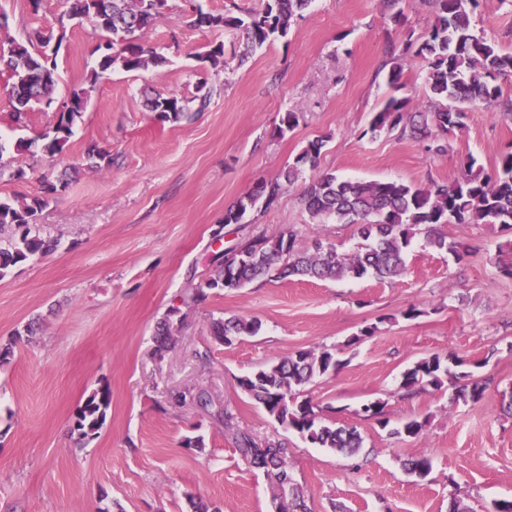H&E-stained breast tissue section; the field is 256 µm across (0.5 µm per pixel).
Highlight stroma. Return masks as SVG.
<instances>
[{
    "mask_svg": "<svg viewBox=\"0 0 512 512\" xmlns=\"http://www.w3.org/2000/svg\"><path fill=\"white\" fill-rule=\"evenodd\" d=\"M240 18L263 0H168L145 33L166 65L114 69L97 84L64 150L42 151L56 112L41 107L16 123L0 75V140L29 141V151L0 156V198L46 197L37 225L57 249L0 280V512H192L202 499L219 512H275L277 489L237 452L241 433L288 448V466L311 512H448L452 498L474 512L512 500V279L495 266L499 225H441L472 251L462 261L416 236L407 271L395 280L324 282L262 280L212 295L189 308L185 299L208 277L216 252L236 239L224 213L245 193L278 177L308 141L325 146L277 205L248 213L255 234L294 229L299 246L332 243L342 253L359 244L352 225L313 226L303 193L316 172L353 179L397 180L416 187L452 183L475 160L493 173L512 146V117L498 105L470 107L464 128L449 133L447 152L397 133L369 136L373 116L393 96L422 102L427 62L404 54L420 45L433 9L429 0H400L393 20L385 0H313L290 34L245 53L235 28L192 25L194 6ZM63 0H0V47L35 32L65 28L57 56L55 98L66 100L96 67L99 36L87 23L61 22ZM475 35L512 53V0H479L470 11ZM224 46V65L200 62L207 46ZM403 57L399 86L382 63ZM211 91L208 106L180 122L147 112L148 97L191 98ZM299 122L280 132L285 113ZM111 164L87 168L88 144ZM24 170L16 178V170ZM67 177L48 196L46 184ZM415 307L419 316L406 317ZM179 309L174 348L155 353L156 325ZM256 319L260 330L232 345L214 340L218 317ZM39 319L37 335L25 326ZM374 335L363 336L367 326ZM327 349L338 369L314 378L304 395L325 419L356 425L364 443L355 455L321 448L275 422L241 388L258 368L299 351ZM456 354L465 372L486 382L480 400L455 402L450 387L406 392L402 375L416 361ZM108 389L103 427L82 439L77 408ZM205 390L207 408L173 406L174 390ZM385 403L384 417L362 408ZM418 419V436L395 435ZM202 437L200 448L185 437ZM411 456L432 462L426 478L402 466Z\"/></svg>",
    "mask_w": 512,
    "mask_h": 512,
    "instance_id": "35a3bbf8",
    "label": "stroma"
}]
</instances>
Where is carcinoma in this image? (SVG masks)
I'll return each instance as SVG.
<instances>
[{
  "label": "carcinoma",
  "instance_id": "1",
  "mask_svg": "<svg viewBox=\"0 0 512 512\" xmlns=\"http://www.w3.org/2000/svg\"><path fill=\"white\" fill-rule=\"evenodd\" d=\"M99 0H66L68 20L87 21L103 35L106 53L85 77V83L73 90L50 130L43 134L44 151L54 156L69 141L73 128L81 120L91 92L104 72L120 67L135 71L165 62L160 54L140 43L143 32L163 14L167 0H107L109 19H95ZM312 0H266L259 11L244 21L226 14L201 12L193 17L197 27H242L247 45L256 48L288 35L294 18L302 16ZM477 0H432L433 19L425 40L416 54L428 62L427 104L419 108L410 97L391 98L374 116L369 130L373 134L399 132L409 139H432L435 152L446 151L448 133L464 127L467 110L477 103L498 101L499 86L491 83L497 75L512 73V54H503L496 45L477 37L470 29L469 8ZM65 31L36 33V40L9 42L0 52V72L8 74L13 118L23 121L33 105L51 106L58 84L55 56ZM148 111L162 121L177 122L191 111L188 102L176 95L147 100ZM323 141L309 142L295 162L278 178L262 182L240 197L224 214V223L240 224L250 211L273 207L281 195L299 179L305 165L315 167ZM470 160L465 174L451 184L434 183L415 188L399 181L345 179L334 173L318 174L304 193L306 208L316 224H353L363 244L343 254L332 244L317 241L313 250L297 244V232L288 229L277 235H251L240 238L242 253L224 255V260L209 274L190 297V306H200L210 295L224 289L244 288L258 278H311L320 281L363 279L391 280L406 272L405 256L413 237L426 234L429 244L453 253L457 259L466 250L437 232L442 224H498L512 231V151L502 154L494 174L475 167ZM46 205L43 198L32 202L0 200V231H11L7 244H0V279L18 264L36 256H46L55 244L40 236L36 216ZM495 265L512 277V238L499 244ZM213 335L226 345L245 335H253L259 324L253 319L218 318L211 323ZM173 322L166 316L157 327V351L173 344ZM339 366L336 354L329 350L300 351L266 365L240 381L248 395L280 425L297 431L321 448L354 453L362 437L354 426L330 424L307 398H300L301 387L316 376ZM453 385V400L479 399L486 385L469 381L465 372L454 373L441 358L432 355L409 367L403 374L402 388L409 392L425 386L440 389ZM176 406L193 404L205 408L209 396L202 390L184 389L172 395ZM110 403L107 390L90 394L75 420L83 437L93 436L104 424ZM237 451L249 464L270 473L282 501L283 512H307L302 491L288 468L287 448L278 442L260 444L241 434Z\"/></svg>",
  "mask_w": 512,
  "mask_h": 512
}]
</instances>
